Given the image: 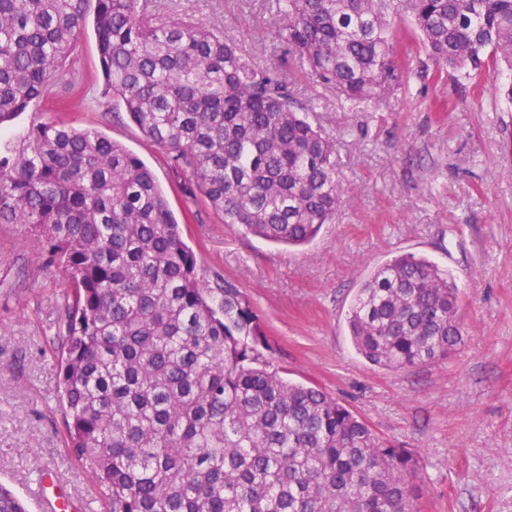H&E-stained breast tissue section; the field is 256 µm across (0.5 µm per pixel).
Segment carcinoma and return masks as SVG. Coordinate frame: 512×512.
Returning <instances> with one entry per match:
<instances>
[{"mask_svg": "<svg viewBox=\"0 0 512 512\" xmlns=\"http://www.w3.org/2000/svg\"><path fill=\"white\" fill-rule=\"evenodd\" d=\"M0 0V126L46 97L93 17L104 94L122 100L183 189L226 224L304 246L345 205L336 137L294 106L279 66L148 0ZM266 38L351 109L398 89L392 21L438 66L512 71V0H277ZM0 224H26L67 288L65 448L111 512H418L414 452L314 385L286 381L230 281L210 285L145 163L56 121L0 139ZM347 327L369 364L406 369L463 342L448 271L406 253L358 289ZM0 512H28L0 483Z\"/></svg>", "mask_w": 512, "mask_h": 512, "instance_id": "cac0c4a2", "label": "carcinoma"}]
</instances>
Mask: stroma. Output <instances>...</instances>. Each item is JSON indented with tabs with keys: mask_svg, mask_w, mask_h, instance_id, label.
<instances>
[{
	"mask_svg": "<svg viewBox=\"0 0 512 512\" xmlns=\"http://www.w3.org/2000/svg\"><path fill=\"white\" fill-rule=\"evenodd\" d=\"M162 18L224 29L255 62H279L298 104L340 135L337 167L350 197L335 223L308 245L264 241L224 223L203 198L182 192L164 153L129 120L119 100L98 93L99 60L86 29L53 89L62 109L39 103L0 127L21 139L36 122L91 128L137 154L155 174L207 280L233 281L260 318L272 361L287 380L321 387L382 439L419 456L421 512H512V103L488 75L438 71L409 32L398 91L359 112L314 91L307 66L265 32L275 0H151ZM41 241L23 224H0V482L38 512L32 482L50 467L70 499L109 512L86 471L64 450L53 352L54 294L65 282L39 267ZM414 253L447 269L466 328L452 358L386 370L354 350L347 314L358 288L394 256Z\"/></svg>",
	"mask_w": 512,
	"mask_h": 512,
	"instance_id": "35a3bbf8",
	"label": "stroma"
}]
</instances>
